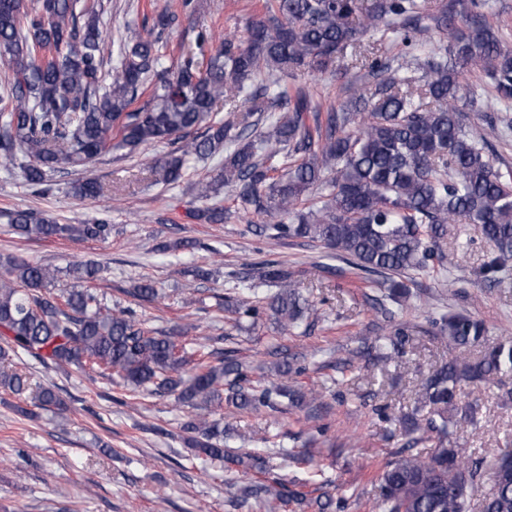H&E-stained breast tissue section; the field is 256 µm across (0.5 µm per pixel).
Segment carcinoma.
I'll return each instance as SVG.
<instances>
[{"instance_id": "carcinoma-1", "label": "carcinoma", "mask_w": 512, "mask_h": 512, "mask_svg": "<svg viewBox=\"0 0 512 512\" xmlns=\"http://www.w3.org/2000/svg\"><path fill=\"white\" fill-rule=\"evenodd\" d=\"M488 0H266V19L253 23L242 41L225 37L206 62L208 37L179 46V63L162 67V35L182 24L176 12L159 13L146 36L119 46L112 83L99 88L104 65L99 14H76L75 0H0V60L16 66L0 94V165L20 174L38 192L54 173L84 168L118 145L163 143L168 150L150 168L154 181L179 183L188 158L224 153L208 178L196 184L203 206L195 218L222 224L234 214L282 217L259 232L270 238L306 239L336 253L350 267L385 275L386 299L399 306L412 298V276L433 273L444 281L448 226L480 227L493 254L483 273L508 274L512 260V171L494 166L489 139L512 132L505 117H491L483 133L459 116L462 83L473 70L487 80L468 87V102L490 93L497 111L512 110V50L489 21ZM391 35L397 56L378 43L361 52L364 37ZM367 71L375 82L350 106L319 116L310 91L286 79L336 71L340 62ZM224 107V120L213 112ZM274 113L259 127L257 115ZM83 199L103 195L87 178L73 186ZM229 194L234 208L214 202ZM22 236L107 240L108 216L84 224H59L46 213L19 209L6 214ZM258 279L275 291L263 297L250 284L224 297V311L263 316L283 331L301 327L314 306L299 292L296 272L258 262ZM76 285L54 295L60 270L8 256L0 260V359L27 355L43 363L91 371L132 393L171 396L190 410L181 426L188 447L219 465L262 472L269 459L259 448L226 447L231 434L224 406L277 409L316 403L321 395L288 386L301 373L288 362L275 378L253 381L245 365L210 348L209 338L189 343L145 326L128 308L114 310L88 288L104 269L76 262L66 269ZM133 296L155 302L158 289L142 281ZM431 330L400 322L383 336L364 339L362 351L389 361L410 336L429 332L449 347L448 361L422 384L424 418L412 414L402 427L411 445L384 466L379 512H469L483 481L479 464L464 457L454 436L463 387L496 388L512 399V336L471 360L462 350L484 344L483 321L441 313ZM0 387L15 395L29 389L26 376L1 372ZM34 405L63 410L49 386ZM432 443L424 456L412 450ZM254 501L258 512H285L305 500L288 482L252 481L236 505ZM480 512H512V469L498 477Z\"/></svg>"}]
</instances>
